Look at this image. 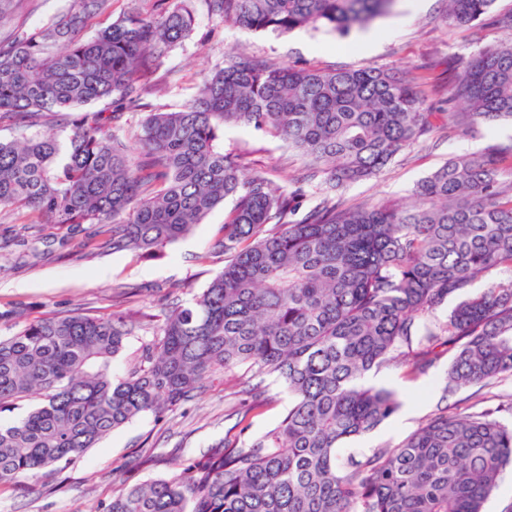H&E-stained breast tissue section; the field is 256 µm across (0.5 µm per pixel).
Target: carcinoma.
Wrapping results in <instances>:
<instances>
[{"instance_id":"cac0c4a2","label":"carcinoma","mask_w":512,"mask_h":512,"mask_svg":"<svg viewBox=\"0 0 512 512\" xmlns=\"http://www.w3.org/2000/svg\"><path fill=\"white\" fill-rule=\"evenodd\" d=\"M220 18L254 31L347 34L395 0H208ZM448 21H486L498 40L455 66L450 100L433 112L411 84L376 66L323 70L240 58L204 75L182 108L151 110L120 139L112 123L158 90L162 60L193 28L186 0L135 7L111 21L109 0H71L48 25L0 40V216L27 224H91L83 260L108 247L153 255L227 197L235 205L201 259L224 269L165 313L124 376L112 361L143 325L117 305L24 323L0 338V486L68 469L114 430L159 420L235 370L238 432L169 472L119 480L100 512H483L512 467V424L496 406L425 418L404 440L345 461L346 442L399 408L396 393L363 384L373 369L422 376L440 365L450 397L512 377V151L445 163L406 206L324 200L290 222L301 189L218 145L225 126L285 141L341 187L373 177L437 123L467 134L512 120V12L494 0H443ZM102 24L91 40L82 37ZM104 101L102 109L87 106ZM60 116L64 140L41 134ZM457 304L444 320L436 310ZM267 379L286 385L281 420L246 444Z\"/></svg>"}]
</instances>
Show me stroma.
Wrapping results in <instances>:
<instances>
[{"instance_id": "1", "label": "stroma", "mask_w": 512, "mask_h": 512, "mask_svg": "<svg viewBox=\"0 0 512 512\" xmlns=\"http://www.w3.org/2000/svg\"><path fill=\"white\" fill-rule=\"evenodd\" d=\"M69 5L70 0H24L0 24V38L47 25ZM191 7L193 30L164 59L162 89L148 98L152 109H180L195 96L204 72L243 54L287 66L390 68L420 90L435 111L455 112L459 106L448 99V82L458 59L470 58L498 37L496 29L481 23L450 24L443 0H397L391 14L369 23L367 30L374 36L370 47L360 44L352 33L342 36L310 28L286 35L253 32L212 15L204 0H191ZM220 145L241 157L247 173H264L286 187L304 181L300 209L305 212L328 195L350 204L411 203L417 182L450 159L490 148L512 149V124H482L466 135L440 131L396 155L375 177L336 189L329 188L322 176L313 175L280 139L228 126ZM232 205V200H225L193 231L148 259L106 248L92 259L75 261L69 253L77 249L81 236L68 226L36 224L23 234L11 220H1L0 311L20 306L28 321L76 307L105 315L113 310L114 286L122 284L139 291L130 305L132 312L159 315V305L168 293L187 301L222 270L223 259L204 262L200 256L219 234ZM443 378L440 367L414 379L394 366L371 372V383L394 390L401 406L376 430L348 444L346 454L400 443L421 420L442 407ZM230 402L223 379L206 380L202 394L164 420L145 416L126 424L59 477H30L0 487V512H97L101 502L111 498L118 479L135 483L147 477L140 465L142 446L156 448L163 457L159 468L165 471L168 457L187 459L222 439L231 426L224 418Z\"/></svg>"}]
</instances>
